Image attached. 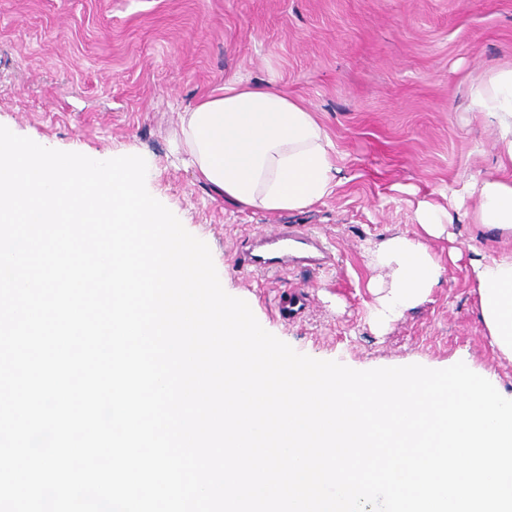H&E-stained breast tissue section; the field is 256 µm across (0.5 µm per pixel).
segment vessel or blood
I'll list each match as a JSON object with an SVG mask.
<instances>
[{"instance_id":"obj_1","label":"vessel or blood","mask_w":512,"mask_h":512,"mask_svg":"<svg viewBox=\"0 0 512 512\" xmlns=\"http://www.w3.org/2000/svg\"><path fill=\"white\" fill-rule=\"evenodd\" d=\"M333 255L321 238L300 225H284L276 233L258 234L248 240L238 258L240 269L264 275L291 266L322 269Z\"/></svg>"}]
</instances>
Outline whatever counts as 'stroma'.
I'll return each instance as SVG.
<instances>
[{
	"instance_id": "1",
	"label": "stroma",
	"mask_w": 512,
	"mask_h": 512,
	"mask_svg": "<svg viewBox=\"0 0 512 512\" xmlns=\"http://www.w3.org/2000/svg\"><path fill=\"white\" fill-rule=\"evenodd\" d=\"M512 63V0H0V125L50 148L145 158L148 191L203 240L225 291L298 353L369 370L457 362L512 393V362L478 317L468 260L502 240L465 221L463 258L420 306L377 331L367 289L374 245L417 237L420 201L495 167L494 135L468 86ZM237 77L310 104L336 148L340 183L302 212L224 200L176 153L183 110ZM300 224L335 265L260 279L240 272L247 240ZM303 290L305 312H278Z\"/></svg>"
}]
</instances>
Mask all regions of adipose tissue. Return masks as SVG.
<instances>
[{
  "label": "adipose tissue",
  "mask_w": 512,
  "mask_h": 512,
  "mask_svg": "<svg viewBox=\"0 0 512 512\" xmlns=\"http://www.w3.org/2000/svg\"><path fill=\"white\" fill-rule=\"evenodd\" d=\"M472 105L498 146V174L465 182L455 196L469 223L512 232V65L488 68L469 86ZM178 148L184 162L225 199L267 212H297L330 196L338 185L335 145L311 107L288 94L239 78L225 80L180 114ZM473 207H466V200ZM424 239L390 236L371 251L386 281L371 284V320L384 327L424 303L446 267L426 237L442 236L453 217L424 202L415 213ZM468 277L479 317L493 346L512 361V249L471 259Z\"/></svg>",
  "instance_id": "adipose-tissue-1"
}]
</instances>
